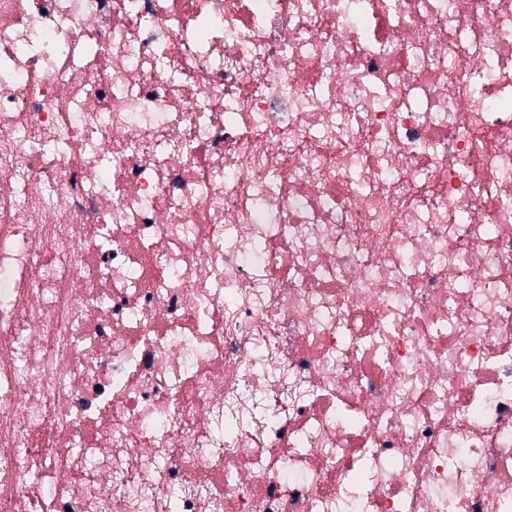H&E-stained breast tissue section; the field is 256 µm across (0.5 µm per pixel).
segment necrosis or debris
<instances>
[{
	"label": "necrosis or debris",
	"instance_id": "4bbe7bcc",
	"mask_svg": "<svg viewBox=\"0 0 512 512\" xmlns=\"http://www.w3.org/2000/svg\"><path fill=\"white\" fill-rule=\"evenodd\" d=\"M0 512H512V0H0Z\"/></svg>",
	"mask_w": 512,
	"mask_h": 512
}]
</instances>
